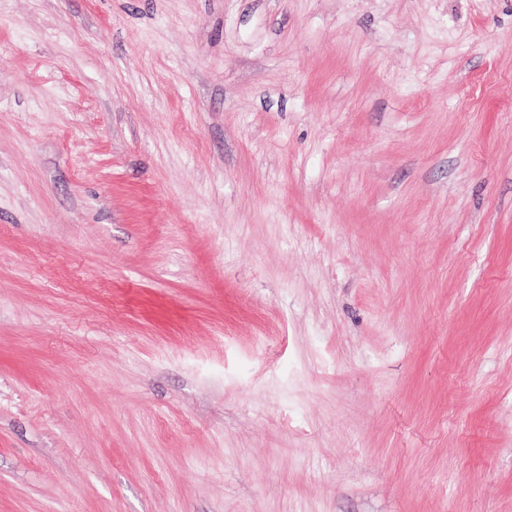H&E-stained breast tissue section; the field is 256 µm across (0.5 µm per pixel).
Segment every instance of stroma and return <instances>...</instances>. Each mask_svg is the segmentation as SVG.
<instances>
[{
	"mask_svg": "<svg viewBox=\"0 0 512 512\" xmlns=\"http://www.w3.org/2000/svg\"><path fill=\"white\" fill-rule=\"evenodd\" d=\"M0 512H512V0H0Z\"/></svg>",
	"mask_w": 512,
	"mask_h": 512,
	"instance_id": "35a3bbf8",
	"label": "stroma"
}]
</instances>
